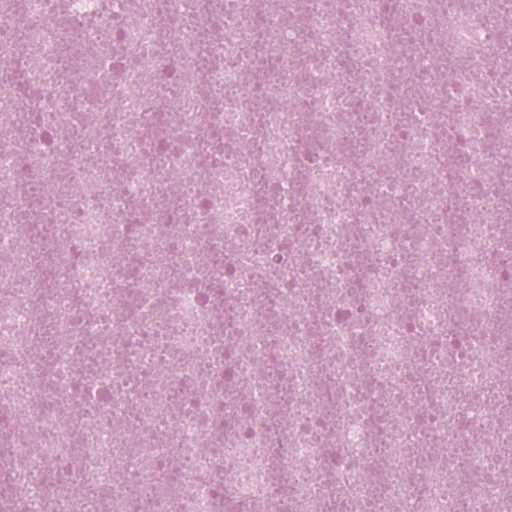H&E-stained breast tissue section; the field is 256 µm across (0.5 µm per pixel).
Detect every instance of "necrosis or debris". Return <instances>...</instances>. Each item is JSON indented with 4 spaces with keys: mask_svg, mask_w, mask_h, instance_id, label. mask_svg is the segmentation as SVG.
<instances>
[{
    "mask_svg": "<svg viewBox=\"0 0 512 512\" xmlns=\"http://www.w3.org/2000/svg\"><path fill=\"white\" fill-rule=\"evenodd\" d=\"M458 1L0 0V512H512V0Z\"/></svg>",
    "mask_w": 512,
    "mask_h": 512,
    "instance_id": "1",
    "label": "necrosis or debris"
}]
</instances>
